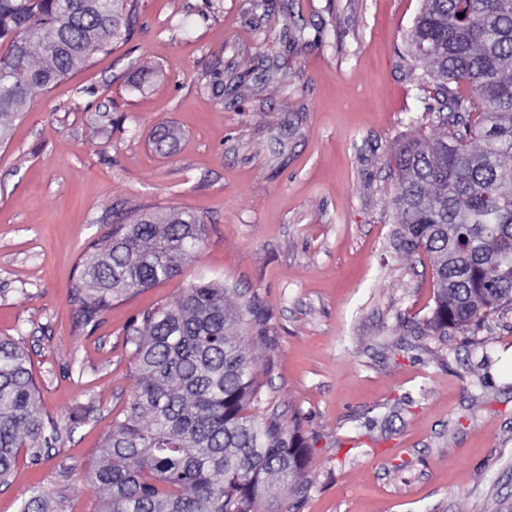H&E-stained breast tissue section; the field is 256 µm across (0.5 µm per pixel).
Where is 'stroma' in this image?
Segmentation results:
<instances>
[{
    "mask_svg": "<svg viewBox=\"0 0 512 512\" xmlns=\"http://www.w3.org/2000/svg\"><path fill=\"white\" fill-rule=\"evenodd\" d=\"M421 7L138 0L126 38L34 95L0 144V336L23 340L46 416L86 420L40 460L19 453L0 512L37 488L93 512L84 476L137 385L132 327L201 276L257 301L250 412L311 448L306 494L273 512H512V309L430 335L431 261L395 218L391 155L447 130L405 51ZM173 209L206 226L183 275L84 324L89 245Z\"/></svg>",
    "mask_w": 512,
    "mask_h": 512,
    "instance_id": "stroma-1",
    "label": "stroma"
}]
</instances>
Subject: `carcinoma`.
Returning a JSON list of instances; mask_svg holds the SVG:
<instances>
[{
    "label": "carcinoma",
    "mask_w": 512,
    "mask_h": 512,
    "mask_svg": "<svg viewBox=\"0 0 512 512\" xmlns=\"http://www.w3.org/2000/svg\"><path fill=\"white\" fill-rule=\"evenodd\" d=\"M134 14V0H0V140L36 92L127 35ZM407 51L431 67L454 127L403 142L390 160L403 242L433 260L426 327L446 336L512 305V0H423ZM205 236L183 210L114 225L83 264L74 294L83 323H96L115 298L182 275ZM226 295L224 284L199 279L143 314L133 399L86 475L94 512H270L261 505L273 487L306 492L299 429L249 414L258 386L240 336L245 316L259 317L256 303ZM84 420H45L29 355L0 338V484L20 449L36 461ZM49 501L35 489L20 512H51Z\"/></svg>",
    "instance_id": "cac0c4a2"
}]
</instances>
